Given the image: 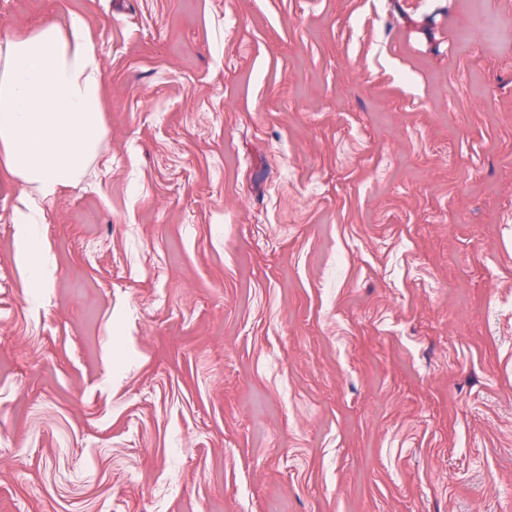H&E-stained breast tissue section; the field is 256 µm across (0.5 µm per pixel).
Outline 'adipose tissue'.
Returning <instances> with one entry per match:
<instances>
[{
	"instance_id": "adipose-tissue-1",
	"label": "adipose tissue",
	"mask_w": 512,
	"mask_h": 512,
	"mask_svg": "<svg viewBox=\"0 0 512 512\" xmlns=\"http://www.w3.org/2000/svg\"><path fill=\"white\" fill-rule=\"evenodd\" d=\"M101 80L100 51L80 20L0 40V173L21 187L18 258L41 284L48 273L31 227L43 202L78 181L98 152Z\"/></svg>"
}]
</instances>
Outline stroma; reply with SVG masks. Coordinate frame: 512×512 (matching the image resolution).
<instances>
[{"label":"stroma","mask_w":512,"mask_h":512,"mask_svg":"<svg viewBox=\"0 0 512 512\" xmlns=\"http://www.w3.org/2000/svg\"><path fill=\"white\" fill-rule=\"evenodd\" d=\"M106 135L0 177V512H512V0H0Z\"/></svg>","instance_id":"35a3bbf8"}]
</instances>
